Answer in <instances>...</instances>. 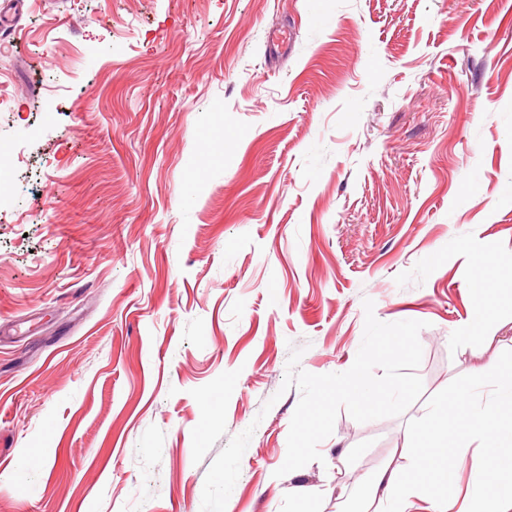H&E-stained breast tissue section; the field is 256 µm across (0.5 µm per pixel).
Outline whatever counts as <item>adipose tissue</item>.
<instances>
[{
  "mask_svg": "<svg viewBox=\"0 0 512 512\" xmlns=\"http://www.w3.org/2000/svg\"><path fill=\"white\" fill-rule=\"evenodd\" d=\"M502 400L512 404V383L500 386L498 401L483 404L470 401L468 395L460 390H449L431 411L432 428L422 431L415 444L399 448V456L406 459L416 474L421 476L426 471V447L439 441L443 442L446 451L438 457L441 466H451L459 458L469 459L472 471L480 479L479 484L470 490L469 495L473 503H480L489 497L493 488L490 474L496 469L498 460L490 449L493 429L489 424V418ZM460 402L466 403L470 421L466 438H440L434 429L435 424L447 423L449 406ZM415 494L416 488L412 482L403 479L399 471L388 464L366 478V499L373 512H408Z\"/></svg>",
  "mask_w": 512,
  "mask_h": 512,
  "instance_id": "obj_1",
  "label": "adipose tissue"
}]
</instances>
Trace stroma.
Returning <instances> with one entry per match:
<instances>
[{
    "label": "stroma",
    "mask_w": 512,
    "mask_h": 512,
    "mask_svg": "<svg viewBox=\"0 0 512 512\" xmlns=\"http://www.w3.org/2000/svg\"><path fill=\"white\" fill-rule=\"evenodd\" d=\"M0 93V512H201L250 426L231 512H357L432 402L512 377V0H25ZM367 298L423 322L421 397L275 477L291 348L347 371Z\"/></svg>",
    "instance_id": "stroma-1"
}]
</instances>
